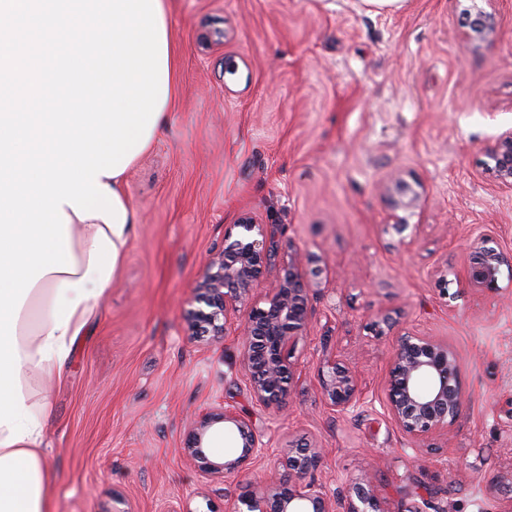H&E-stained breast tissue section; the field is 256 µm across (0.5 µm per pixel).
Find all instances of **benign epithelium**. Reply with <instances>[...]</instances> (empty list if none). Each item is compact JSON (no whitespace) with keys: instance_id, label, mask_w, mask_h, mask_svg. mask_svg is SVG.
I'll return each instance as SVG.
<instances>
[{"instance_id":"obj_1","label":"benign epithelium","mask_w":512,"mask_h":512,"mask_svg":"<svg viewBox=\"0 0 512 512\" xmlns=\"http://www.w3.org/2000/svg\"><path fill=\"white\" fill-rule=\"evenodd\" d=\"M472 30L493 33L491 14L477 4ZM486 170L505 187L512 188V129L498 135L487 151ZM235 235L225 238L224 254L213 259L194 287L187 325L191 335H224L226 324L243 314L240 325L241 367L254 399L266 408H280L296 376L291 352L307 334L311 317V288L305 280L303 259L295 254L266 306L253 303L270 245L263 227L242 215ZM466 283L471 288L498 289L501 268L512 271L507 256L489 234H479L471 244ZM323 398L332 411L344 414L365 403V389L357 369L339 360H327L317 369ZM465 395L460 365L448 344L412 332L401 334L394 347L385 378L382 404L389 418L413 447L421 448L433 435L448 430L459 415ZM230 424L239 437L236 456L222 462L210 459L208 441L218 424ZM264 444L248 420L231 410L210 412L192 427L184 451L206 479H236L241 493L224 512H386L367 480L349 479L340 507L327 498L311 475L321 464V452L301 439L283 449L282 463L291 477L286 482L255 483L248 479L247 464L263 453Z\"/></svg>"}]
</instances>
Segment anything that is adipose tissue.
Wrapping results in <instances>:
<instances>
[{"mask_svg": "<svg viewBox=\"0 0 512 512\" xmlns=\"http://www.w3.org/2000/svg\"><path fill=\"white\" fill-rule=\"evenodd\" d=\"M68 246L72 271H50L32 288L16 323L22 373L31 370L62 376L79 336L84 335L99 300L111 287L129 249L136 224L128 209L122 231L102 219H79L71 207ZM10 431L0 425V512H52L48 478L50 458L44 453L43 428L8 444Z\"/></svg>", "mask_w": 512, "mask_h": 512, "instance_id": "obj_1", "label": "adipose tissue"}]
</instances>
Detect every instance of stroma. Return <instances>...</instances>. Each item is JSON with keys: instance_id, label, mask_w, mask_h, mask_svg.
Here are the masks:
<instances>
[{"instance_id": "35a3bbf8", "label": "stroma", "mask_w": 512, "mask_h": 512, "mask_svg": "<svg viewBox=\"0 0 512 512\" xmlns=\"http://www.w3.org/2000/svg\"><path fill=\"white\" fill-rule=\"evenodd\" d=\"M490 39L464 38L467 0H171L180 81L172 118L125 177L135 236L63 380L32 375L48 395L45 442L54 512H224L237 483L207 481L184 452L202 415L230 409L265 445L249 466L287 478L280 450L307 436L323 450L315 478L332 499L344 479L373 481L389 512L416 497L429 512H512L494 483L512 480V278L468 287L467 244L492 235L512 253V190L485 170L512 128V0H478ZM421 201L396 233L399 182ZM276 253L309 257L301 375L282 407L252 397L236 324L189 335L185 314L207 265L242 214ZM448 343L465 401L427 461L379 397L396 342L378 316ZM355 363L368 402L339 414L316 368Z\"/></svg>"}]
</instances>
